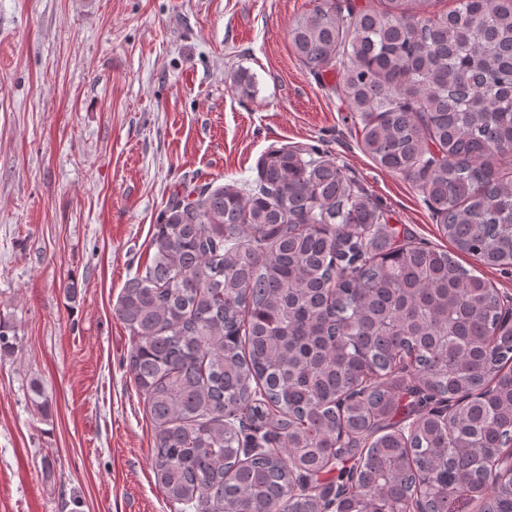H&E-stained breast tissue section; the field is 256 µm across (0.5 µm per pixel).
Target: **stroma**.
Returning <instances> with one entry per match:
<instances>
[{
    "instance_id": "1",
    "label": "stroma",
    "mask_w": 512,
    "mask_h": 512,
    "mask_svg": "<svg viewBox=\"0 0 512 512\" xmlns=\"http://www.w3.org/2000/svg\"><path fill=\"white\" fill-rule=\"evenodd\" d=\"M310 7L0 0V319L20 338L0 356V512H179L116 306L184 187L252 182L269 148H306L414 244L450 249L415 181L363 152L339 73L295 57Z\"/></svg>"
}]
</instances>
